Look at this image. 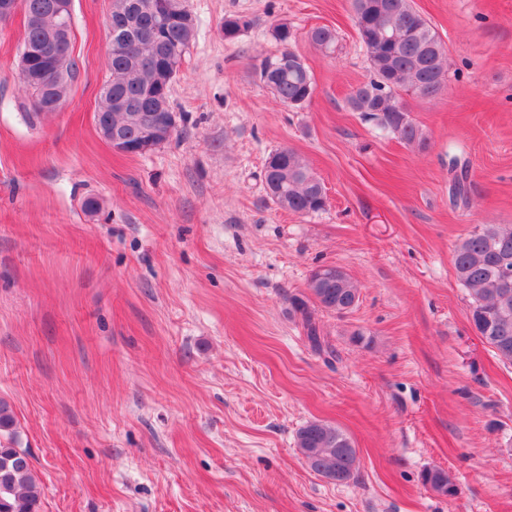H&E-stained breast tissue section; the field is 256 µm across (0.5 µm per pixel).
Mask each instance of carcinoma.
I'll return each mask as SVG.
<instances>
[{
	"mask_svg": "<svg viewBox=\"0 0 512 512\" xmlns=\"http://www.w3.org/2000/svg\"><path fill=\"white\" fill-rule=\"evenodd\" d=\"M55 0H20L25 14L19 59L32 50H47L68 73L55 84V94L67 100L78 76L71 56V42L52 37L58 27ZM159 0H113L108 18V79L102 86L94 122L106 115L125 142L143 138V115L171 118L167 138L177 128L170 98L182 57L195 39L197 22L188 0H167L173 11L151 5ZM355 24L369 62L368 81L352 90L347 104L354 112L375 122L378 128L407 142L425 144L422 131L410 118L403 95L432 98L447 80L444 47L436 32L413 8L412 0H352ZM282 45L267 55L271 70L262 84L288 107H300L312 99L315 86L304 61L290 51L293 32L286 23L271 29ZM309 40L325 53L336 52V31L319 26L308 32ZM456 171L454 196L467 200V167ZM265 196L278 208L298 215L323 210L324 183L308 161L290 148L271 151L264 162ZM453 266L459 285L469 299L470 321L483 343L498 359L512 365V225L478 224L459 237L453 247ZM308 296L292 297V310L302 316L311 347L324 348L322 330L310 306L326 312L355 309L360 291L352 277L334 265L313 268L307 280ZM16 422L5 402H0V512H39L40 487L29 454L13 446ZM296 447L307 468L333 483H347L359 471V455L353 441L337 426L323 420L309 421L296 433ZM422 482L434 493L452 498L457 485L447 470L430 467Z\"/></svg>",
	"mask_w": 512,
	"mask_h": 512,
	"instance_id": "cac0c4a2",
	"label": "carcinoma"
}]
</instances>
